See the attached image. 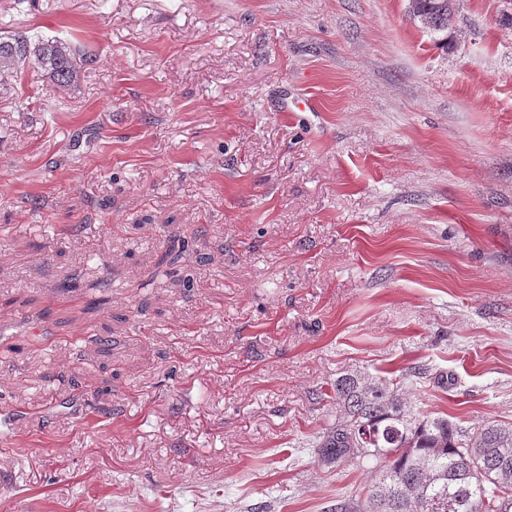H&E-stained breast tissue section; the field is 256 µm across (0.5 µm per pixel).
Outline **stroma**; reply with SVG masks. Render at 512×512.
Returning a JSON list of instances; mask_svg holds the SVG:
<instances>
[{
	"label": "stroma",
	"mask_w": 512,
	"mask_h": 512,
	"mask_svg": "<svg viewBox=\"0 0 512 512\" xmlns=\"http://www.w3.org/2000/svg\"><path fill=\"white\" fill-rule=\"evenodd\" d=\"M456 4L0 0L93 58L0 77V512H333L347 371L512 423V0ZM410 16L433 33L448 30L455 12L456 0H409Z\"/></svg>",
	"instance_id": "stroma-1"
}]
</instances>
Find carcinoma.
<instances>
[{"label": "carcinoma", "instance_id": "1", "mask_svg": "<svg viewBox=\"0 0 512 512\" xmlns=\"http://www.w3.org/2000/svg\"><path fill=\"white\" fill-rule=\"evenodd\" d=\"M456 0H409L410 16L433 33L451 25ZM90 54L60 38L0 36V75L31 66L58 87H72ZM428 369L391 378L358 373L336 379V422L320 436L325 465L375 462L377 481L344 512H512V425L465 428L439 415L416 416L404 395Z\"/></svg>", "mask_w": 512, "mask_h": 512}]
</instances>
